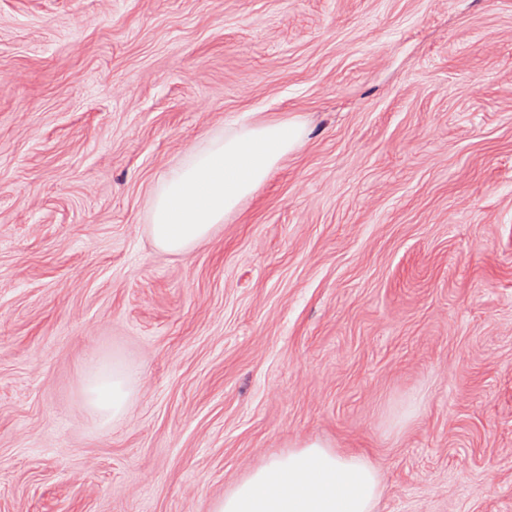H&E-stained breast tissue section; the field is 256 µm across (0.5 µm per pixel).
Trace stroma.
I'll use <instances>...</instances> for the list:
<instances>
[{"label": "stroma", "mask_w": 512, "mask_h": 512, "mask_svg": "<svg viewBox=\"0 0 512 512\" xmlns=\"http://www.w3.org/2000/svg\"><path fill=\"white\" fill-rule=\"evenodd\" d=\"M255 112L302 145L158 251L159 175ZM307 440L377 512H512V0H0V512H209ZM139 369L131 360L92 359L86 366L83 400L100 427L120 421L129 412L136 393Z\"/></svg>", "instance_id": "stroma-1"}]
</instances>
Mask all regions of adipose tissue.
I'll return each instance as SVG.
<instances>
[{"instance_id":"adipose-tissue-1","label":"adipose tissue","mask_w":512,"mask_h":512,"mask_svg":"<svg viewBox=\"0 0 512 512\" xmlns=\"http://www.w3.org/2000/svg\"><path fill=\"white\" fill-rule=\"evenodd\" d=\"M302 140L303 124L295 118L207 136L157 180L147 226L154 246L182 255L210 239ZM138 380L134 361L90 360L83 400L98 426L127 415ZM383 492V475L366 456L311 440L264 458L214 500L210 512H375Z\"/></svg>"}]
</instances>
